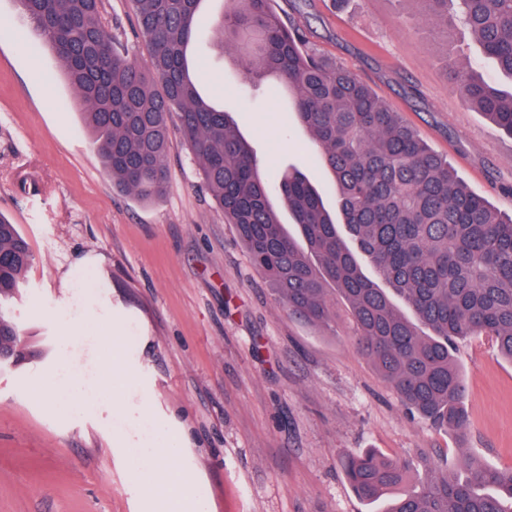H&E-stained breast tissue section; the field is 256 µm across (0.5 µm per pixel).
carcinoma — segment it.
I'll list each match as a JSON object with an SVG mask.
<instances>
[{
    "label": "carcinoma",
    "instance_id": "obj_1",
    "mask_svg": "<svg viewBox=\"0 0 512 512\" xmlns=\"http://www.w3.org/2000/svg\"><path fill=\"white\" fill-rule=\"evenodd\" d=\"M56 52L112 182L141 200L163 196L170 122L198 160L202 181L235 225L255 271L294 317L314 326L335 318V291L354 325V348L368 357L404 409L439 431L468 427L466 387L454 353L484 334L512 361V216L460 181L399 113L348 69L285 25L275 0H225L214 38L241 62L245 78L284 87L300 124L319 148L336 187V212L297 170L278 185L306 247L288 234L270 203V181L254 147L228 112L203 95L189 52L204 0H131L138 36L149 50L155 91L126 61L103 21L102 0H19ZM423 18L448 32V4L512 79V0H417ZM463 101L512 138V90L446 61ZM379 281L364 274L359 257ZM33 254L17 225L0 215L1 365H17L11 343L22 335L1 304L13 297ZM412 309L409 320L394 304ZM420 474L412 489L380 512H512V471L472 455L448 468L427 456L393 462L368 449L342 462L355 495L369 505Z\"/></svg>",
    "mask_w": 512,
    "mask_h": 512
}]
</instances>
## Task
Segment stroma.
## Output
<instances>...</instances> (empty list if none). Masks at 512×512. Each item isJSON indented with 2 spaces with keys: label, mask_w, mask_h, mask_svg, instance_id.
Returning <instances> with one entry per match:
<instances>
[{
  "label": "stroma",
  "mask_w": 512,
  "mask_h": 512,
  "mask_svg": "<svg viewBox=\"0 0 512 512\" xmlns=\"http://www.w3.org/2000/svg\"><path fill=\"white\" fill-rule=\"evenodd\" d=\"M104 6L129 60L147 67L129 0ZM221 9L206 0L197 17L194 51L208 57L195 72L200 89L231 112L268 176L299 170L334 205L332 180L287 94L253 88L213 46ZM275 9L401 112L471 191L512 214V137L467 107L445 70L451 53L502 79L465 25L452 19L447 34L431 30L417 0H276ZM165 163L159 200L113 185L61 61L17 0H0V213L33 254L12 314L37 352L0 367V512H169L167 489L139 465L164 420L188 439L170 462L210 512H370L341 468L344 456L369 448L400 460L426 451L451 466L471 453L512 469V363L488 337H471L456 354L467 383L465 438L431 429L356 351L344 304L327 327L289 316L180 133ZM60 305L71 326L55 318ZM102 321L111 333L96 330ZM67 335L72 373L115 392L120 408L50 412L43 379ZM128 366L139 373L133 391Z\"/></svg>",
  "instance_id": "stroma-1"
}]
</instances>
